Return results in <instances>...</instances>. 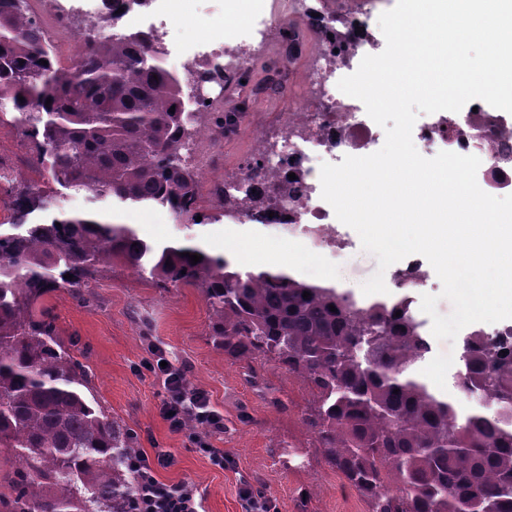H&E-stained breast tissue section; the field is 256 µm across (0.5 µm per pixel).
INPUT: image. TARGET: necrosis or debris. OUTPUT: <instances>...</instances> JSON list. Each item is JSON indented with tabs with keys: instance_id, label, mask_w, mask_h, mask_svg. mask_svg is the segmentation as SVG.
<instances>
[{
	"instance_id": "necrosis-or-debris-1",
	"label": "necrosis or debris",
	"mask_w": 512,
	"mask_h": 512,
	"mask_svg": "<svg viewBox=\"0 0 512 512\" xmlns=\"http://www.w3.org/2000/svg\"><path fill=\"white\" fill-rule=\"evenodd\" d=\"M35 15L52 42L72 38L76 16L63 0H33ZM388 0H292L297 20L310 32L320 48L311 73L314 90L312 104L283 113L284 134L275 146L265 144L253 149L261 166L242 165L237 180L227 183L228 192L238 195L258 188L267 181L287 180L289 173L301 172L293 200L274 198L261 223L290 231L305 225L314 246L333 257H340L344 243L333 235L337 218L321 197L320 165L337 164L345 156H365L378 151L384 132L366 112L364 104L342 93L338 81L356 71L362 58L383 51L385 39L378 26ZM249 12L251 28L244 37L225 34L223 45L196 58L195 69L211 70L221 64L225 77H233L243 65L240 40L265 42L272 20L267 17L263 0H224V19L232 21L240 12ZM341 36L345 47L333 52L324 46L325 33ZM414 141L424 149L439 147L462 155L477 156L480 167L477 182L494 196L512 194V116L489 107L484 101L464 106L460 112H438L412 131ZM192 168L201 185H209L213 171L224 166V132L215 127L201 128L191 145Z\"/></svg>"
}]
</instances>
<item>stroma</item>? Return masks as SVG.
<instances>
[{
    "instance_id": "obj_1",
    "label": "stroma",
    "mask_w": 512,
    "mask_h": 512,
    "mask_svg": "<svg viewBox=\"0 0 512 512\" xmlns=\"http://www.w3.org/2000/svg\"><path fill=\"white\" fill-rule=\"evenodd\" d=\"M223 4L224 0H183L178 12L158 11V18L167 22L164 49L190 56L213 45L206 32L223 27ZM313 51L309 40L301 54H282L277 35L264 46L244 48L245 83L224 98L225 108H238L242 119L224 137V171L214 174L212 183L238 173L254 145L255 118L265 120V137L276 141L283 134L278 113L311 101ZM114 219L135 225L142 238L160 244H221L226 255L248 269L274 266L278 252L289 249L294 261L320 268L327 283L354 295L377 270L376 258L363 250L356 231L343 224L337 225L336 234L346 249L331 260L310 251L304 235H284L262 224H187L165 210L137 208L120 211ZM43 304L50 308L65 345L88 366L99 403L136 432L139 453L151 458L168 454V464L156 469L157 478L191 485L203 512H246L240 496L245 481L254 493L273 500L278 512H366V504L311 446L302 423L310 403L305 386L272 362L262 367L263 385L255 386L242 365L225 361L223 351L209 339L210 316L199 289H162L130 269L107 266L82 297L60 290L46 296ZM429 344L424 361L440 369L443 390L452 391L461 368L462 343L431 338ZM158 350L175 365L185 366L189 383L204 390L212 406L223 413L224 431L212 443L232 456V467H215L190 435L172 432L162 418L165 389L151 369ZM275 397L289 404V412L275 410ZM305 488L312 495L304 502L300 492Z\"/></svg>"
}]
</instances>
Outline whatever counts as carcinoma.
<instances>
[{"label": "carcinoma", "instance_id": "obj_1", "mask_svg": "<svg viewBox=\"0 0 512 512\" xmlns=\"http://www.w3.org/2000/svg\"><path fill=\"white\" fill-rule=\"evenodd\" d=\"M27 2L0 0V115L32 122L48 179L15 182L0 222V449L13 459L0 469V512H134L135 432L92 395L51 313L34 311L62 288L79 296L110 262L160 288L200 289L214 346L253 385L264 359L303 382L312 446L367 512H512V327L464 337L454 387L493 409L461 415L416 376L430 345L405 297L363 307L332 285L245 269L187 242L153 244L108 220L95 203L166 209L190 224L263 209L262 193L218 185V211L200 212L189 169L194 123L210 114L231 128L241 113L211 112L190 95L194 70L167 69L160 40L117 26L112 11V31L62 64ZM72 192L90 207L67 210Z\"/></svg>", "mask_w": 512, "mask_h": 512}]
</instances>
